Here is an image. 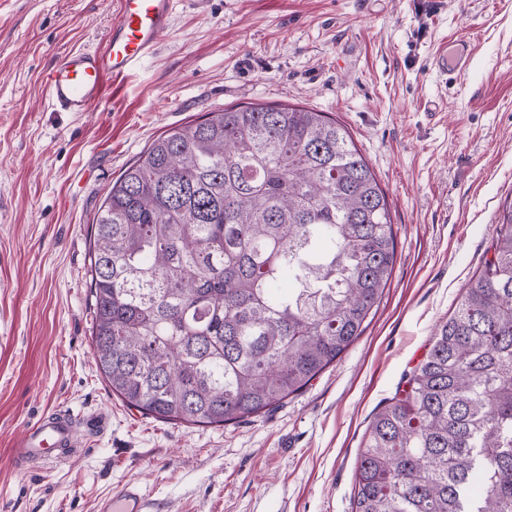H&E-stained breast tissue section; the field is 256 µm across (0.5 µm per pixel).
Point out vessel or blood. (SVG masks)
<instances>
[{
	"mask_svg": "<svg viewBox=\"0 0 512 512\" xmlns=\"http://www.w3.org/2000/svg\"><path fill=\"white\" fill-rule=\"evenodd\" d=\"M175 0H120V7L103 44L93 49L68 51L58 57L45 77L50 104L60 112L100 110L109 79L125 76L153 54L170 27ZM472 48L461 40L450 55L437 58L440 72H461L470 62ZM77 445V426L62 413L41 416L16 439L12 462L20 467L46 466L63 460L64 449ZM97 512H147L137 485L129 484L102 498Z\"/></svg>",
	"mask_w": 512,
	"mask_h": 512,
	"instance_id": "vessel-or-blood-1",
	"label": "vessel or blood"
}]
</instances>
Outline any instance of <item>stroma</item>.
<instances>
[{
  "label": "stroma",
  "instance_id": "stroma-1",
  "mask_svg": "<svg viewBox=\"0 0 512 512\" xmlns=\"http://www.w3.org/2000/svg\"><path fill=\"white\" fill-rule=\"evenodd\" d=\"M118 0H0V512H96L138 484L148 512H352L373 416L457 309L512 203V0H175L147 62L96 112L44 77L101 45ZM469 40L452 77L432 61ZM278 102L329 113L388 202L396 256L361 336L273 410L221 426L146 417L92 356L87 261L106 193L160 135ZM106 413L65 463L12 445L39 417Z\"/></svg>",
  "mask_w": 512,
  "mask_h": 512
}]
</instances>
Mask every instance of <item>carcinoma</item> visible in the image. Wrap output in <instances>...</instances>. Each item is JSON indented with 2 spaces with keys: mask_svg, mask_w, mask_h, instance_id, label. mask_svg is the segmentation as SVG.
<instances>
[{
  "mask_svg": "<svg viewBox=\"0 0 512 512\" xmlns=\"http://www.w3.org/2000/svg\"><path fill=\"white\" fill-rule=\"evenodd\" d=\"M96 365L126 407L222 425L275 408L361 335L396 242L348 132L282 103L157 138L98 208ZM354 512H512V203L426 356L376 413Z\"/></svg>",
  "mask_w": 512,
  "mask_h": 512,
  "instance_id": "cac0c4a2",
  "label": "carcinoma"
}]
</instances>
